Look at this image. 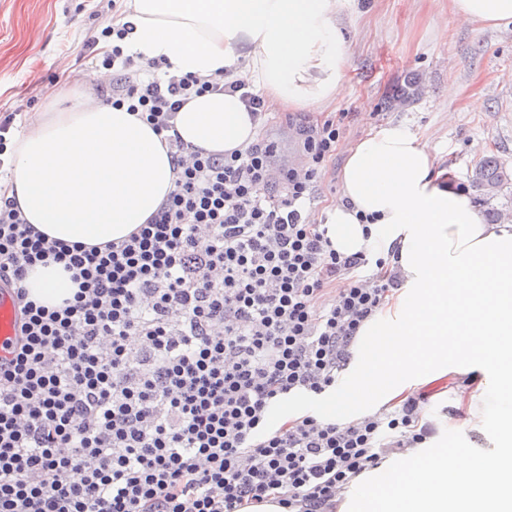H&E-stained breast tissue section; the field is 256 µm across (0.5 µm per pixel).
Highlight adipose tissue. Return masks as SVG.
Segmentation results:
<instances>
[{
	"label": "adipose tissue",
	"mask_w": 512,
	"mask_h": 512,
	"mask_svg": "<svg viewBox=\"0 0 512 512\" xmlns=\"http://www.w3.org/2000/svg\"><path fill=\"white\" fill-rule=\"evenodd\" d=\"M462 22L512 25V0H450ZM125 53L162 58L171 74L248 73L279 107H325L344 85V31L357 0H128ZM185 142L209 152L247 147L256 126L238 96L206 93L180 110ZM10 185L34 227L96 245L127 236L173 189L170 156L126 108L72 97L33 124L10 155ZM373 216V224L361 215ZM334 248L399 252L401 286L360 328L337 384L293 390L268 411L272 428L310 415L324 423L371 416L416 388L460 379L456 400L498 441L481 456L447 430L439 447L392 455L355 479L339 512H512V221L487 223L448 185L427 143L405 128L349 147L341 195L318 218ZM26 284L55 305L72 296L61 266Z\"/></svg>",
	"instance_id": "adipose-tissue-1"
}]
</instances>
